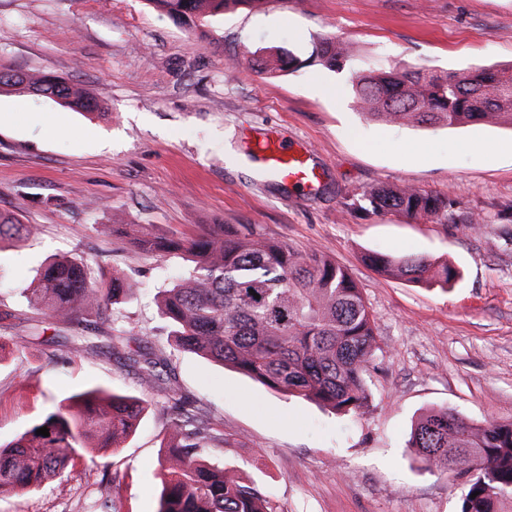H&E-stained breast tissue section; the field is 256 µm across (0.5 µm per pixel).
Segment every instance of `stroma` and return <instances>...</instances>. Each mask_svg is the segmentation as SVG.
I'll list each match as a JSON object with an SVG mask.
<instances>
[{"instance_id":"obj_1","label":"stroma","mask_w":512,"mask_h":512,"mask_svg":"<svg viewBox=\"0 0 512 512\" xmlns=\"http://www.w3.org/2000/svg\"><path fill=\"white\" fill-rule=\"evenodd\" d=\"M362 58L438 73L512 63V0H254L189 35L147 0H0V65L70 79L103 106L90 117L29 93H0V212L38 226L0 247V444L52 404L102 388L148 406L115 450H94L0 512H158L157 477L176 433L171 398L228 436L207 451L268 491L274 512H460L466 478L431 472L406 441L440 409L467 421H512V127L489 120L406 127L366 120L348 73L309 66L256 74L255 55L307 57L316 37ZM269 141L306 154L320 175L305 192L251 174ZM448 196V221L351 211L346 196L379 185ZM99 224L191 233L246 224L345 267L375 319L369 404L337 415L274 392L229 367L173 351L158 295L187 269L111 242ZM367 252L445 257L453 286L383 275ZM72 254L133 285L111 325L174 353L171 379L148 387L107 353L76 357L21 291L36 269Z\"/></svg>"}]
</instances>
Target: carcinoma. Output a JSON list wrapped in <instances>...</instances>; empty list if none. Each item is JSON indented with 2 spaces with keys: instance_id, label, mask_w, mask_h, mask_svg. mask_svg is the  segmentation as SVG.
Returning <instances> with one entry per match:
<instances>
[{
  "instance_id": "cac0c4a2",
  "label": "carcinoma",
  "mask_w": 512,
  "mask_h": 512,
  "mask_svg": "<svg viewBox=\"0 0 512 512\" xmlns=\"http://www.w3.org/2000/svg\"><path fill=\"white\" fill-rule=\"evenodd\" d=\"M253 2L147 0L193 34L206 18ZM356 57L351 44L322 37L304 60L279 49L254 59L253 67L268 75L295 72L306 64L337 73L347 70L353 106L371 121L448 128L491 118L512 127V63L441 74L400 66L356 69ZM22 86L75 110L92 114L100 109L96 99L63 77L31 79L0 68V92ZM450 207L444 195L390 185L356 193L349 203L356 211L399 213L436 224L448 223ZM96 231L149 257L190 258L188 277L165 289L160 303L178 350L232 367L271 390L315 401L337 414L355 413L366 405L365 374L378 349L377 333L362 289L344 267L315 252L299 253L280 241L245 233L235 224H213L191 235L155 232L140 224H98ZM32 232L29 225L0 213V241ZM363 260L427 286L446 288L462 279L460 269L442 257L369 252ZM130 290L125 274L99 280L82 260L62 255L39 268L23 293L33 310L74 331L65 340L69 353L80 356L99 344L98 337L84 336L76 328L92 318L112 324L114 307ZM132 341V331L120 330L108 337L107 349L123 350L144 383L162 381L170 356L143 352L131 347ZM101 394L94 389L54 403L38 424L0 448V500L62 481L89 448L117 447L118 439L133 430L144 402L114 393L110 410L101 411ZM174 408L180 439L167 446L161 463L159 512H273L269 496L258 486L204 456L207 448L224 447V432L213 430L179 398ZM42 427L49 436L36 434ZM407 447L433 472L463 476L467 471L456 469L459 463L490 464L489 471L469 476L461 512H501L504 500L512 499V421L476 425L440 409L418 419Z\"/></svg>"
}]
</instances>
